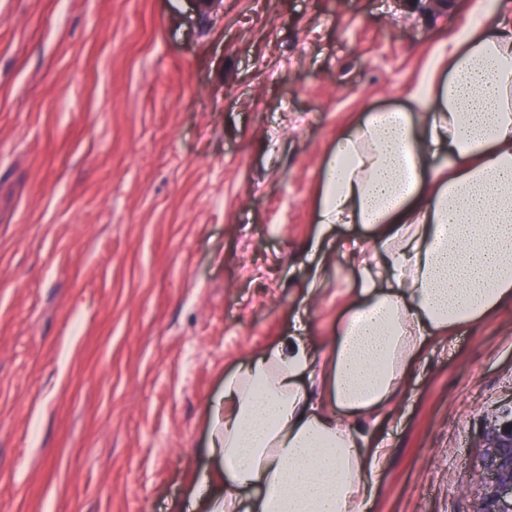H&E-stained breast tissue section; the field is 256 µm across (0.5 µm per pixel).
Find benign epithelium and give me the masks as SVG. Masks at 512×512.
<instances>
[{
  "instance_id": "1",
  "label": "benign epithelium",
  "mask_w": 512,
  "mask_h": 512,
  "mask_svg": "<svg viewBox=\"0 0 512 512\" xmlns=\"http://www.w3.org/2000/svg\"><path fill=\"white\" fill-rule=\"evenodd\" d=\"M480 466L487 480L474 512H512V419L487 428Z\"/></svg>"
}]
</instances>
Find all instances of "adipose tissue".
Segmentation results:
<instances>
[{
    "label": "adipose tissue",
    "mask_w": 512,
    "mask_h": 512,
    "mask_svg": "<svg viewBox=\"0 0 512 512\" xmlns=\"http://www.w3.org/2000/svg\"><path fill=\"white\" fill-rule=\"evenodd\" d=\"M315 214L325 233L363 225L378 251L353 254L359 295L324 358L295 332L225 377L204 512H359L390 453L366 425L425 340L512 301V15L450 37L447 76L338 137Z\"/></svg>",
    "instance_id": "adipose-tissue-1"
}]
</instances>
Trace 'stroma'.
Returning <instances> with one entry per match:
<instances>
[{"instance_id": "1", "label": "stroma", "mask_w": 512, "mask_h": 512, "mask_svg": "<svg viewBox=\"0 0 512 512\" xmlns=\"http://www.w3.org/2000/svg\"><path fill=\"white\" fill-rule=\"evenodd\" d=\"M485 4L0 0V512L196 499L225 376L298 323L324 355L354 299L367 234L314 217L337 138ZM511 409L512 302L427 340L361 512H473Z\"/></svg>"}]
</instances>
